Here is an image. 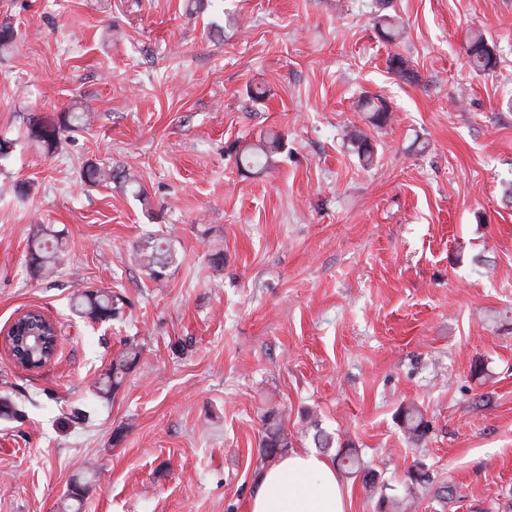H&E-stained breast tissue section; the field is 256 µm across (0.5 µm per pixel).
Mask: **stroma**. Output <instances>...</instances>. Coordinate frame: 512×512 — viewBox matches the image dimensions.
Returning a JSON list of instances; mask_svg holds the SVG:
<instances>
[{"label":"stroma","instance_id":"obj_1","mask_svg":"<svg viewBox=\"0 0 512 512\" xmlns=\"http://www.w3.org/2000/svg\"><path fill=\"white\" fill-rule=\"evenodd\" d=\"M393 8L396 43L376 0H0L20 39L0 53V134L17 142L0 160V330L31 308L60 329L38 370L0 348V512H55L76 482L81 512H248L272 409L293 449L314 451V420L375 472L374 489L342 475L348 512H377L418 462L432 482L410 512L512 505V0ZM475 31L495 73L468 64ZM366 96L388 102L385 126ZM74 103L93 121L55 154L24 141L28 113ZM266 131L283 137L269 168L240 171ZM95 159L137 189L85 185ZM40 224L65 233L50 280L26 256ZM148 232L177 254L160 288L130 260ZM89 287L123 297L119 320L72 313ZM127 339L138 364L96 398ZM410 405L418 441L397 419ZM375 26L382 33V37L389 43L400 41L403 38L405 28L400 18L396 15H377ZM362 108L364 112H370V122L377 127L384 126L391 118L389 105L380 97H366L363 100ZM400 424L411 440H419L426 431V422L419 408L409 406L402 408L399 412Z\"/></svg>","mask_w":512,"mask_h":512}]
</instances>
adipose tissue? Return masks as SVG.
<instances>
[{
    "label": "adipose tissue",
    "instance_id": "obj_1",
    "mask_svg": "<svg viewBox=\"0 0 512 512\" xmlns=\"http://www.w3.org/2000/svg\"><path fill=\"white\" fill-rule=\"evenodd\" d=\"M249 512H347V506L335 465L293 451L257 474Z\"/></svg>",
    "mask_w": 512,
    "mask_h": 512
}]
</instances>
